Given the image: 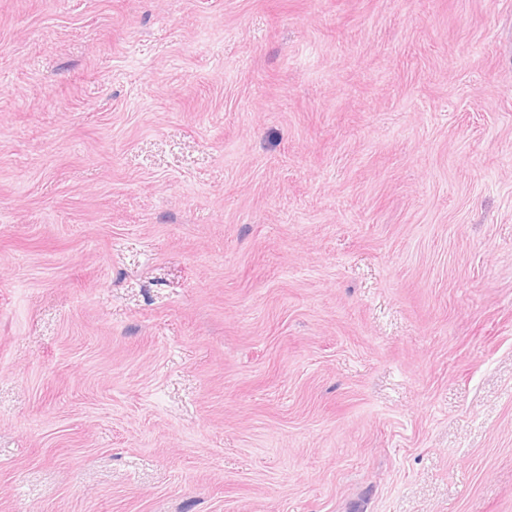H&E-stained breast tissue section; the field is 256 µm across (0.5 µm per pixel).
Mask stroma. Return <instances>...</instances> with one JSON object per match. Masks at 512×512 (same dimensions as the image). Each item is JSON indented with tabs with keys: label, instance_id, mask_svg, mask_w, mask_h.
<instances>
[{
	"label": "stroma",
	"instance_id": "35a3bbf8",
	"mask_svg": "<svg viewBox=\"0 0 512 512\" xmlns=\"http://www.w3.org/2000/svg\"><path fill=\"white\" fill-rule=\"evenodd\" d=\"M512 512V0H0V512Z\"/></svg>",
	"mask_w": 512,
	"mask_h": 512
}]
</instances>
